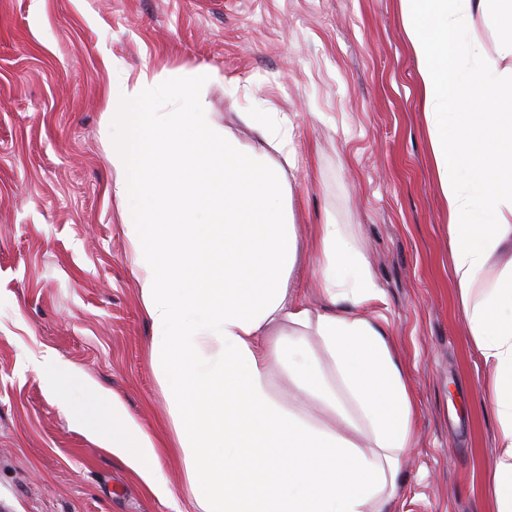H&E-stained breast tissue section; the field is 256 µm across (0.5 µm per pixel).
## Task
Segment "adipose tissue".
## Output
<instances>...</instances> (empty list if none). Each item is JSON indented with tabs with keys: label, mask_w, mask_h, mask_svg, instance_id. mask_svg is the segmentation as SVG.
<instances>
[{
	"label": "adipose tissue",
	"mask_w": 512,
	"mask_h": 512,
	"mask_svg": "<svg viewBox=\"0 0 512 512\" xmlns=\"http://www.w3.org/2000/svg\"><path fill=\"white\" fill-rule=\"evenodd\" d=\"M416 61L435 177L448 211L458 304L490 382L500 430L491 478L496 512H512V0H399ZM180 112L155 111L160 95ZM107 158L151 322V366L169 398L171 435L146 432L123 403L89 387L93 431L157 497L161 451H178L202 512H393L400 460L414 444V399L388 332L357 313L381 290L343 225L317 227L325 308L291 296L298 234L273 131L251 113L255 137L219 133L195 85L141 72L109 92ZM222 216L209 249L202 228ZM263 274L237 286L249 222ZM224 258V289L188 285V267ZM287 392L272 388L273 373ZM250 413L273 483L255 493L214 457L233 458Z\"/></svg>",
	"instance_id": "ef3b65f1"
}]
</instances>
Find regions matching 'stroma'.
I'll return each mask as SVG.
<instances>
[{"label":"stroma","instance_id":"1","mask_svg":"<svg viewBox=\"0 0 512 512\" xmlns=\"http://www.w3.org/2000/svg\"><path fill=\"white\" fill-rule=\"evenodd\" d=\"M197 88L213 124L290 120L297 295L321 308L314 228L344 225L382 290L415 400L395 512H494L499 427L458 311L445 206L398 0H0V512H200L181 457L159 498L76 409L81 381L147 432L169 402L107 160L105 94L144 70ZM48 352L70 377L29 367Z\"/></svg>","mask_w":512,"mask_h":512}]
</instances>
